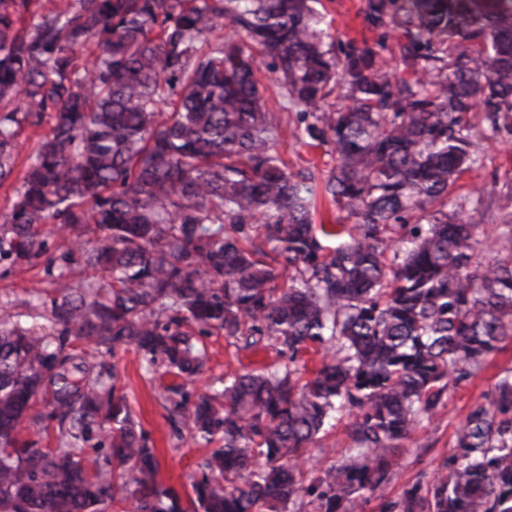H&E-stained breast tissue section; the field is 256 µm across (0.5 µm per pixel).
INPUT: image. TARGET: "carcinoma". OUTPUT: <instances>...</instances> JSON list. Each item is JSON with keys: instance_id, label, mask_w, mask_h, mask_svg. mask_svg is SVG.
<instances>
[{"instance_id": "carcinoma-1", "label": "carcinoma", "mask_w": 512, "mask_h": 512, "mask_svg": "<svg viewBox=\"0 0 512 512\" xmlns=\"http://www.w3.org/2000/svg\"><path fill=\"white\" fill-rule=\"evenodd\" d=\"M317 2L0 0V185L17 128L52 119L0 225V261L44 256L51 224L61 259L95 272L76 285L48 259L45 324L0 305V512H364L450 382L512 341V254L480 257L497 241L448 210L484 140L471 115L512 142V0H364L372 43L321 27ZM395 35L400 69L381 55ZM263 67L307 145L333 147L327 173L277 155ZM320 194L351 223H314ZM251 224L270 251L242 245ZM279 265L295 270L280 288ZM215 331L288 365L198 394L199 337ZM127 346L183 379L162 393L172 417L224 440L186 506L106 361ZM342 409L351 447L309 480L306 449ZM22 420L53 428L55 446L20 439ZM454 448L382 512H512V366Z\"/></svg>"}]
</instances>
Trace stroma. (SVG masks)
I'll use <instances>...</instances> for the list:
<instances>
[{"label": "stroma", "instance_id": "stroma-1", "mask_svg": "<svg viewBox=\"0 0 512 512\" xmlns=\"http://www.w3.org/2000/svg\"><path fill=\"white\" fill-rule=\"evenodd\" d=\"M363 0H321L317 9L330 24L332 31L352 38L376 40V33L362 23L360 9ZM267 85L268 106L275 114V148L290 171H298L309 163L318 170L334 164L330 147L312 149L306 146L302 124L293 110L283 108L274 85L275 76L268 71L258 74ZM50 122L41 126L22 125L18 132L20 155L10 179L0 186V218L10 212L15 190L21 184L27 158L50 130ZM512 183V144L496 139L482 144L477 168L466 173L448 197L449 203L464 206L482 216L481 232L497 239L501 248L512 247V203L504 198L507 184ZM47 258L30 265L0 263V301L21 305L36 302V290L49 286L46 273L48 258H59L62 250L55 235L47 237ZM209 360L203 373L194 382L197 391L210 392L221 388L225 374L261 372L270 367L285 365L286 360L275 350L251 351L238 348L233 340L216 333L205 337ZM119 375V386L132 415L155 448L160 462V478L165 485L179 493L189 492L190 483L199 476V465L205 458V443L194 438L187 427L172 419L160 397L161 383L148 371L135 348L119 350L113 358ZM512 366V343L491 355L489 365L475 379L449 388L444 406L438 416L421 420L410 440L404 441L395 455V475L372 495L364 512H380L382 503L398 499L405 489L417 481L429 480L454 446L455 431L469 408L490 395L501 368ZM347 412L337 413L321 444L307 450L308 466L318 470L339 460L349 446L346 426Z\"/></svg>", "mask_w": 512, "mask_h": 512}]
</instances>
